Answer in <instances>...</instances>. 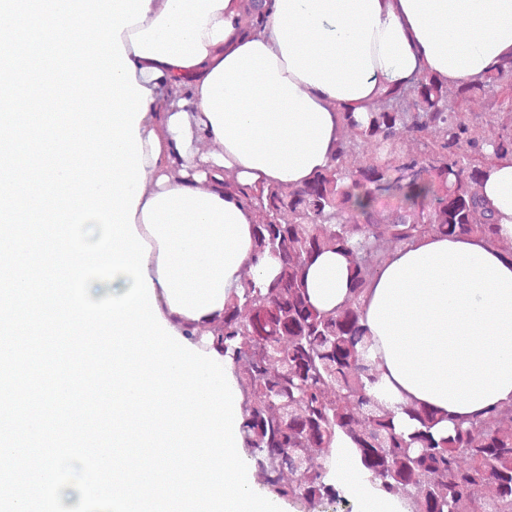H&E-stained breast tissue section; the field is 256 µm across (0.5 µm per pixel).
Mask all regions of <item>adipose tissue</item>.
Segmentation results:
<instances>
[{
	"label": "adipose tissue",
	"instance_id": "adipose-tissue-1",
	"mask_svg": "<svg viewBox=\"0 0 512 512\" xmlns=\"http://www.w3.org/2000/svg\"><path fill=\"white\" fill-rule=\"evenodd\" d=\"M260 29L239 23L244 0H151L121 40L139 85L166 95L165 112L139 123L146 177L135 226L150 244L148 274L175 332L210 323L245 265L271 280L273 260L252 263L250 212L224 193V171L244 184H296L324 167L337 114L389 88L438 74L476 79L512 54V0H259ZM223 153L195 163L197 138ZM182 160L179 176L166 172ZM501 233L512 237V162L486 180ZM348 263H312V303L348 296ZM364 324L379 344L381 398L424 402L463 419L512 402V261L471 238L430 237L398 251L375 277ZM336 471L367 512H396L361 481L355 449L338 445Z\"/></svg>",
	"mask_w": 512,
	"mask_h": 512
}]
</instances>
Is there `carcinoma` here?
Returning <instances> with one entry per match:
<instances>
[{
    "instance_id": "cac0c4a2",
    "label": "carcinoma",
    "mask_w": 512,
    "mask_h": 512,
    "mask_svg": "<svg viewBox=\"0 0 512 512\" xmlns=\"http://www.w3.org/2000/svg\"><path fill=\"white\" fill-rule=\"evenodd\" d=\"M482 92L500 108L502 133L479 143L467 104ZM364 112L338 113V138L327 165L300 184L224 183V193L261 214L252 224V263L270 257V281L242 276L211 345L233 366L242 394L244 449L270 494L310 507L336 490L326 466L310 455L336 437L354 447L362 472L409 512H512V402L497 404L439 431L448 415L420 402L390 406L373 393L380 371L366 358L373 344L362 323L363 298L384 263L381 243L398 249L432 235L477 238L499 247L497 214L481 188L494 167L512 159V55L478 80L457 84L422 74L392 87ZM414 153L398 147L401 132ZM369 160L351 158L364 146ZM349 263L348 298L331 311L310 300L307 274L323 252ZM465 454L469 463L460 465ZM495 486L476 502L473 490Z\"/></svg>"
}]
</instances>
